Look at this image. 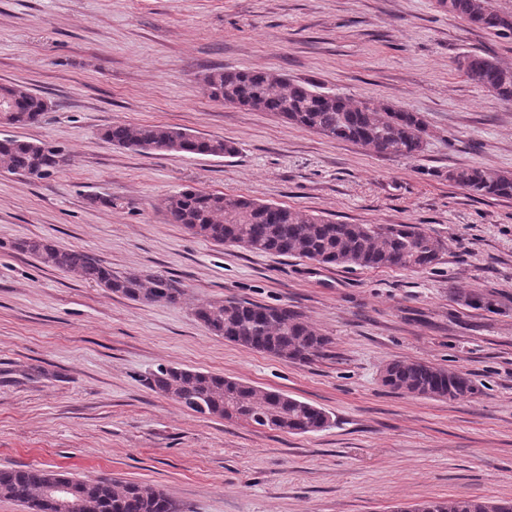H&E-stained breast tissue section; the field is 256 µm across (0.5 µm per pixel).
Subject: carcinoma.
Listing matches in <instances>:
<instances>
[{
	"label": "carcinoma",
	"instance_id": "1",
	"mask_svg": "<svg viewBox=\"0 0 512 512\" xmlns=\"http://www.w3.org/2000/svg\"><path fill=\"white\" fill-rule=\"evenodd\" d=\"M436 7L495 38L512 41V9L501 7L497 0H436ZM454 63L473 85L512 103L511 65L486 52L460 56ZM202 82L215 101L269 112L289 124L380 155L414 159L425 151L427 124L418 112L336 93L324 96L318 86L292 81L276 71L216 68ZM0 98L11 100L10 125L15 127L31 125L52 109L49 99L18 85L1 84ZM102 136L115 146L138 151L216 157L238 152L234 142L164 125L114 124ZM69 161L64 150L49 142L0 137V167L9 172L42 180ZM448 179L475 197L512 198L510 172L467 167L449 171ZM162 205L167 213L177 214L189 232L216 244L323 265L424 269L438 264L444 251L443 241L417 224H341L286 206L197 188L175 192ZM14 248L133 301L174 305L184 296L163 275L115 274L79 248H63L46 239H22ZM454 297L469 307H494L493 299L482 293L458 289ZM194 317L227 342L294 362L319 357L331 344L329 337L284 305L208 301L196 306ZM382 383L400 394L435 400H462L480 392L469 373L417 360L388 362ZM146 384L203 416H241L258 428L293 434L315 433L330 425V416L321 408L279 391H260L232 377L170 366L151 373ZM60 479L77 489L82 512H180L169 495L139 483L82 479L50 469H0V497L20 503L26 512L34 504L37 512H58L44 490ZM398 512H512V502L448 498L415 503Z\"/></svg>",
	"mask_w": 512,
	"mask_h": 512
}]
</instances>
